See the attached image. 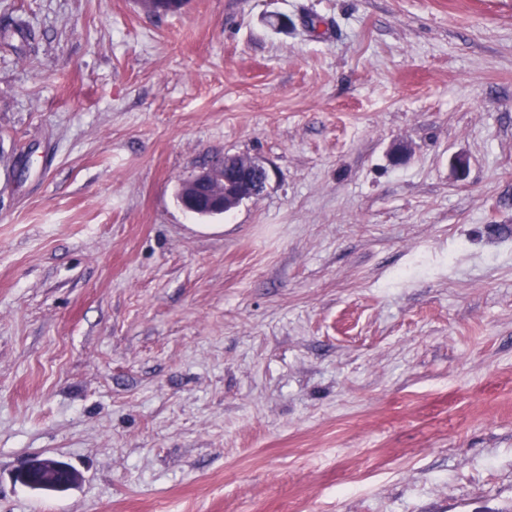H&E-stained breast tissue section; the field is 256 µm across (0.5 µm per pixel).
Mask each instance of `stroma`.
<instances>
[{"instance_id":"1","label":"stroma","mask_w":512,"mask_h":512,"mask_svg":"<svg viewBox=\"0 0 512 512\" xmlns=\"http://www.w3.org/2000/svg\"><path fill=\"white\" fill-rule=\"evenodd\" d=\"M7 15L0 512H512V0ZM269 185V170L264 162L226 154L188 179L183 195L179 186L177 201L180 204L183 196L184 210L197 212L199 217L201 212L224 215L245 200L259 199ZM47 458V456H44L30 460L19 472L18 480L26 487L37 490L47 482L46 478H43L44 473H48L47 475L49 476V474L55 472V476L59 477L61 480L59 483L62 484L64 488L72 486V481L75 477L72 468L55 458H52L55 463L51 465L47 463Z\"/></svg>"}]
</instances>
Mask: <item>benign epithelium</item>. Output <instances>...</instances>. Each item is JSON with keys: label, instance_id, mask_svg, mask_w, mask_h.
I'll return each instance as SVG.
<instances>
[{"label": "benign epithelium", "instance_id": "obj_1", "mask_svg": "<svg viewBox=\"0 0 512 512\" xmlns=\"http://www.w3.org/2000/svg\"><path fill=\"white\" fill-rule=\"evenodd\" d=\"M270 185L269 170L264 162L244 156L224 155L213 165L188 179L184 185L183 208L222 215L245 200L263 196ZM56 473L60 484L72 486L75 473L61 461L49 464L44 457L30 460L19 472L18 480L26 487L37 490L44 486L43 475Z\"/></svg>", "mask_w": 512, "mask_h": 512}]
</instances>
